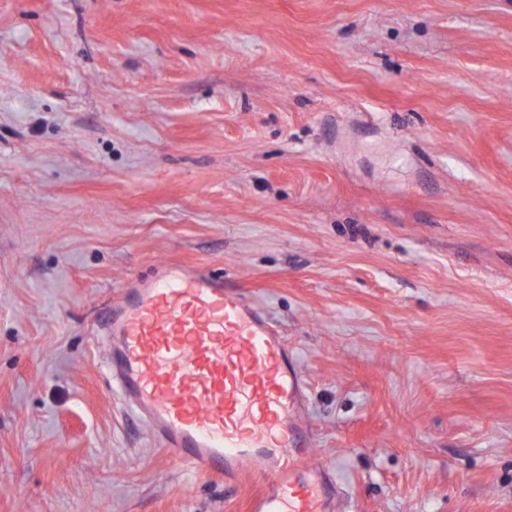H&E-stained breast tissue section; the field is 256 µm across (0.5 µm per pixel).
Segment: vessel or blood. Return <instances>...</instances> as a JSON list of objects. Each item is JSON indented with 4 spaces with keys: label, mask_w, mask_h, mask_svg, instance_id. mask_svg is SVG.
<instances>
[{
    "label": "vessel or blood",
    "mask_w": 512,
    "mask_h": 512,
    "mask_svg": "<svg viewBox=\"0 0 512 512\" xmlns=\"http://www.w3.org/2000/svg\"><path fill=\"white\" fill-rule=\"evenodd\" d=\"M104 334L129 409L174 461L228 481L260 476L249 512H339L338 483L300 426L297 360L246 294L164 263L123 290Z\"/></svg>",
    "instance_id": "vessel-or-blood-1"
}]
</instances>
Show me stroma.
I'll use <instances>...</instances> for the list:
<instances>
[{
  "mask_svg": "<svg viewBox=\"0 0 512 512\" xmlns=\"http://www.w3.org/2000/svg\"><path fill=\"white\" fill-rule=\"evenodd\" d=\"M161 261L269 314L342 512H512V0H0V512H248L105 366Z\"/></svg>",
  "mask_w": 512,
  "mask_h": 512,
  "instance_id": "obj_1",
  "label": "stroma"
}]
</instances>
